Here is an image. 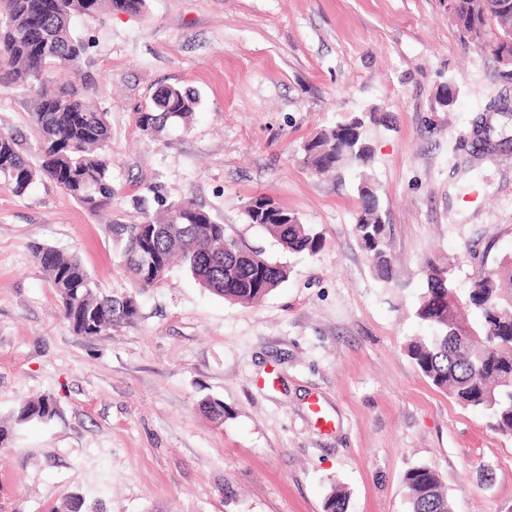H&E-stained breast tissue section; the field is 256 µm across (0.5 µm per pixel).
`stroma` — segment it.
<instances>
[{
  "label": "stroma",
  "instance_id": "stroma-1",
  "mask_svg": "<svg viewBox=\"0 0 512 512\" xmlns=\"http://www.w3.org/2000/svg\"><path fill=\"white\" fill-rule=\"evenodd\" d=\"M82 74L112 129V205L95 216L54 182L22 197L0 181V418L53 396L56 415L0 447V512H408L403 476H441L454 512H512V439L433 387L404 351L427 261L456 286L512 255V145L486 155L475 116L512 81L491 49L464 44L448 0H147L137 14L74 18ZM455 82L448 109L438 88ZM198 91L188 129L159 141L136 123L159 85ZM377 110L369 174L390 226L396 287L354 233L360 170L317 176L314 132ZM28 97L0 93V132L38 148ZM188 198L229 233L289 262L252 306L202 288L181 266L134 294L112 225L147 186ZM271 197L323 236L288 256L246 208ZM77 255L138 313L108 335L76 334L33 257ZM224 403V421L204 413Z\"/></svg>",
  "mask_w": 512,
  "mask_h": 512
}]
</instances>
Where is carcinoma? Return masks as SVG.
<instances>
[{
    "instance_id": "carcinoma-1",
    "label": "carcinoma",
    "mask_w": 512,
    "mask_h": 512,
    "mask_svg": "<svg viewBox=\"0 0 512 512\" xmlns=\"http://www.w3.org/2000/svg\"><path fill=\"white\" fill-rule=\"evenodd\" d=\"M145 4L146 0H0V91L34 96L33 117L41 135L35 158L18 135L0 133V177L15 195H24L47 178L92 214L111 206L112 170L106 154L111 127L107 113L89 102L93 83L79 73L87 44L71 27V19L113 11L137 14ZM451 9L463 38L491 48L505 67L501 76L512 79V42L501 39L512 31V0H451ZM163 99L157 106L153 93L137 112V125L149 139L163 138L174 124L189 125L197 110L198 96L190 89L169 85ZM353 119L350 115L316 131L302 146V162L318 174L350 165L364 170L354 232L378 279L389 284L394 269L388 224L365 173L373 157L365 129L384 119L368 112L354 128ZM482 132L488 137L495 132L499 138L489 152L512 140L506 123L498 130L488 124ZM247 217L276 240H288L290 254L312 255L322 247V236L293 213L291 224H267L258 211H247ZM112 236L122 249L124 271L141 292L161 281L176 261L212 293L250 305L279 288L291 273V266L228 233L185 198L170 202L160 217L140 202L133 222L112 225ZM33 255L76 334L107 333L137 314L134 297L100 294L76 256L49 246L35 247ZM415 315L430 329L426 336L411 337L405 346L419 372L459 405L483 411L493 430L512 438V256L480 275L461 296L455 291L454 265L427 262ZM465 325L473 331V342L462 349L457 332ZM55 414L56 403L49 395L22 404L10 424L0 425V447L10 443L16 427L46 422ZM404 484L410 512H453L436 470L412 467L404 474ZM325 509L348 512L347 492L332 489Z\"/></svg>"
}]
</instances>
